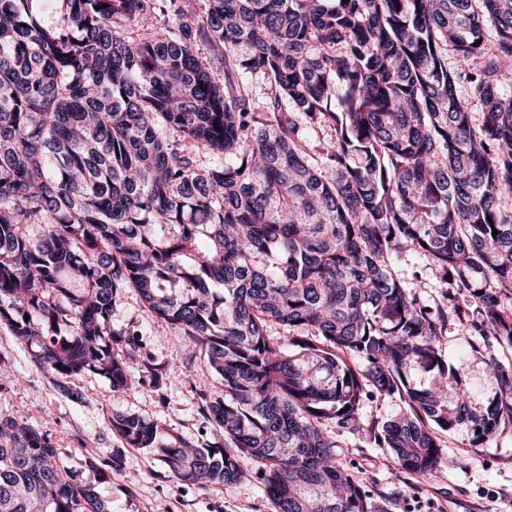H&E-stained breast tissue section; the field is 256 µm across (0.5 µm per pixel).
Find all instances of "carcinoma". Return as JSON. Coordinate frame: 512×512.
Masks as SVG:
<instances>
[{
    "mask_svg": "<svg viewBox=\"0 0 512 512\" xmlns=\"http://www.w3.org/2000/svg\"><path fill=\"white\" fill-rule=\"evenodd\" d=\"M205 2L0 0V324L56 379L133 391L139 363L157 386L171 365L112 326L132 289L224 394L198 393L221 440L114 413L127 447L193 486L261 472L275 512H384L336 437L423 476L441 433L512 429V0ZM304 126L334 133L319 169ZM411 252L470 307L423 302L395 271ZM466 313L495 386L480 404L437 348ZM393 395L404 409L365 424ZM0 512L112 501L0 418Z\"/></svg>",
    "mask_w": 512,
    "mask_h": 512,
    "instance_id": "obj_1",
    "label": "carcinoma"
}]
</instances>
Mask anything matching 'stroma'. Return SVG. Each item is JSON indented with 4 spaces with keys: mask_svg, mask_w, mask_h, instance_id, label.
<instances>
[{
    "mask_svg": "<svg viewBox=\"0 0 512 512\" xmlns=\"http://www.w3.org/2000/svg\"><path fill=\"white\" fill-rule=\"evenodd\" d=\"M406 281L420 279V295L430 304L442 303L446 290L416 254L396 264ZM114 328L141 327L147 350L157 361L184 358L191 345L178 329L147 319L134 292H126L112 315ZM468 324L450 322L439 349L448 363L464 365L465 382L475 400L492 396L485 367L471 351ZM83 398L71 402L54 378L39 368L29 348L0 326V417L27 423L48 434L76 479L89 475L82 468L91 454L111 455L112 468L98 489L112 500V512H274L255 473L229 485L184 489L170 476L150 449L125 447L111 430L113 412H128L154 421L166 433L208 443L217 435L199 410L198 390L220 395V378L196 360L187 376L169 375L161 386L143 383L133 391L112 390L102 377L87 374L73 383ZM445 461L427 477L407 474L387 448L362 446L355 436H339L341 464L358 480L367 481L384 512H512V431L482 448L468 444L465 429L444 433Z\"/></svg>",
    "mask_w": 512,
    "mask_h": 512,
    "instance_id": "obj_1",
    "label": "stroma"
}]
</instances>
